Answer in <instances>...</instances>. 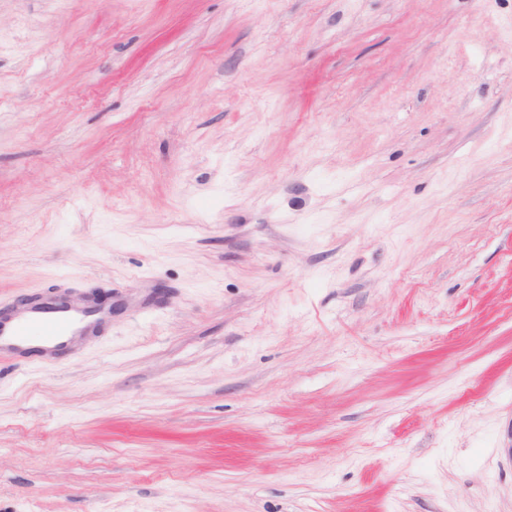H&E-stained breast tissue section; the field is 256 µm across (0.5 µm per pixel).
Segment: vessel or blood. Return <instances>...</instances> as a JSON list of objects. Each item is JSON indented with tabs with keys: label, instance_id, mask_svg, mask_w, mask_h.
I'll list each match as a JSON object with an SVG mask.
<instances>
[{
	"label": "vessel or blood",
	"instance_id": "1",
	"mask_svg": "<svg viewBox=\"0 0 512 512\" xmlns=\"http://www.w3.org/2000/svg\"><path fill=\"white\" fill-rule=\"evenodd\" d=\"M89 319L77 308L61 309L51 303L28 307L22 315L0 319V353L23 350L30 336L60 346L65 337L78 335Z\"/></svg>",
	"mask_w": 512,
	"mask_h": 512
}]
</instances>
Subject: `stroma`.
Instances as JSON below:
<instances>
[{
    "label": "stroma",
    "instance_id": "obj_1",
    "mask_svg": "<svg viewBox=\"0 0 512 512\" xmlns=\"http://www.w3.org/2000/svg\"><path fill=\"white\" fill-rule=\"evenodd\" d=\"M0 512H512V0H0ZM43 306L35 309L29 306L22 315L0 319V353L26 350L29 336L33 332L44 342L54 347L66 344V336H77L89 321L82 309L56 308L50 302H40ZM53 347V348H54Z\"/></svg>",
    "mask_w": 512,
    "mask_h": 512
}]
</instances>
